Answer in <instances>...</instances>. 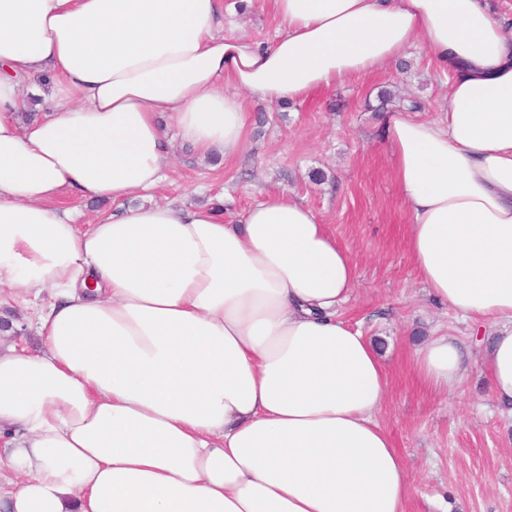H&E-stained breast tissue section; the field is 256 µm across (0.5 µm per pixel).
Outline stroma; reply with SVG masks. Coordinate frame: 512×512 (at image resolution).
<instances>
[{
    "label": "stroma",
    "instance_id": "obj_1",
    "mask_svg": "<svg viewBox=\"0 0 512 512\" xmlns=\"http://www.w3.org/2000/svg\"><path fill=\"white\" fill-rule=\"evenodd\" d=\"M226 16L255 41L278 35L268 0ZM384 89L420 100L419 118L433 120L448 79L417 47L384 72L347 79L287 108L245 100L243 149L215 165L178 145L153 199L200 206L220 197L228 218L267 192L309 204L358 267L342 315L382 346L390 386L379 420L406 464L405 512H512V411L494 401L482 365H472L450 396L423 388L413 371V350L432 335L448 331L471 343L479 328L431 297L415 272L383 115L367 107ZM317 170L326 180L312 181Z\"/></svg>",
    "mask_w": 512,
    "mask_h": 512
}]
</instances>
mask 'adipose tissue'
Wrapping results in <instances>:
<instances>
[{"instance_id": "obj_1", "label": "adipose tissue", "mask_w": 512, "mask_h": 512, "mask_svg": "<svg viewBox=\"0 0 512 512\" xmlns=\"http://www.w3.org/2000/svg\"><path fill=\"white\" fill-rule=\"evenodd\" d=\"M269 45L224 0H0V288L51 289L39 350L0 341V512H405L378 416L389 372L342 320L358 281L312 208L262 196L232 220L139 205L176 141L235 156L249 96L300 101L423 45L439 119L384 115L429 293L492 329L417 348L454 394L472 363L512 406V34L492 0H271ZM54 84L30 122L31 82ZM172 123L177 137L162 128ZM70 194L108 198L86 226Z\"/></svg>"}]
</instances>
